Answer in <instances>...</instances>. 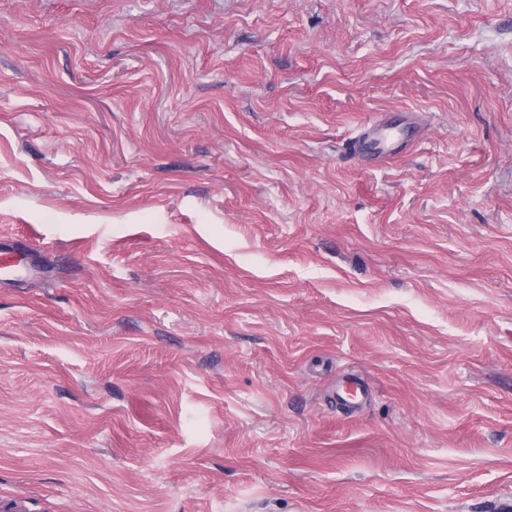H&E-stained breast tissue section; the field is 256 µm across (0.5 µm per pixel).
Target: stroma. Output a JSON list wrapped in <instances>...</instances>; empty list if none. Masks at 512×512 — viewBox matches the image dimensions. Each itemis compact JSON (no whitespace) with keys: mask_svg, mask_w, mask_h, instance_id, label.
Wrapping results in <instances>:
<instances>
[{"mask_svg":"<svg viewBox=\"0 0 512 512\" xmlns=\"http://www.w3.org/2000/svg\"><path fill=\"white\" fill-rule=\"evenodd\" d=\"M0 249L28 512L512 500V0H0ZM392 130L393 127L381 123L368 126L354 146L359 160L367 163L401 153L412 138L413 131L409 127L400 128L395 133Z\"/></svg>","mask_w":512,"mask_h":512,"instance_id":"stroma-1","label":"stroma"}]
</instances>
